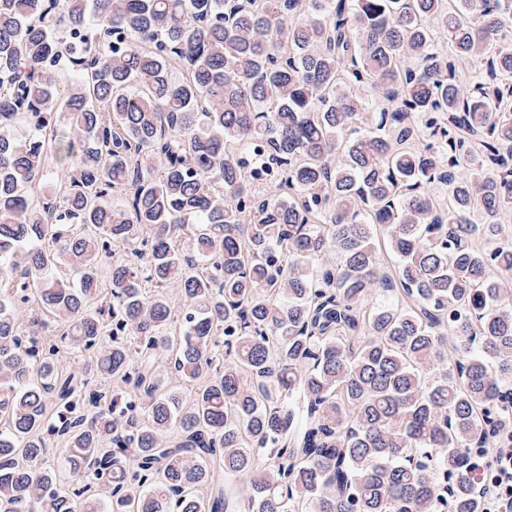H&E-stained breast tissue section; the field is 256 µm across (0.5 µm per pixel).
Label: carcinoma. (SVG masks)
I'll list each match as a JSON object with an SVG mask.
<instances>
[{
  "label": "carcinoma",
  "mask_w": 512,
  "mask_h": 512,
  "mask_svg": "<svg viewBox=\"0 0 512 512\" xmlns=\"http://www.w3.org/2000/svg\"><path fill=\"white\" fill-rule=\"evenodd\" d=\"M509 217L512 0H0V512H482ZM161 377L164 380L167 387L176 389L181 396L183 403H189L194 395L195 386L193 383L186 381H177L171 378V367L170 361H166L163 356L159 357Z\"/></svg>",
  "instance_id": "1"
}]
</instances>
